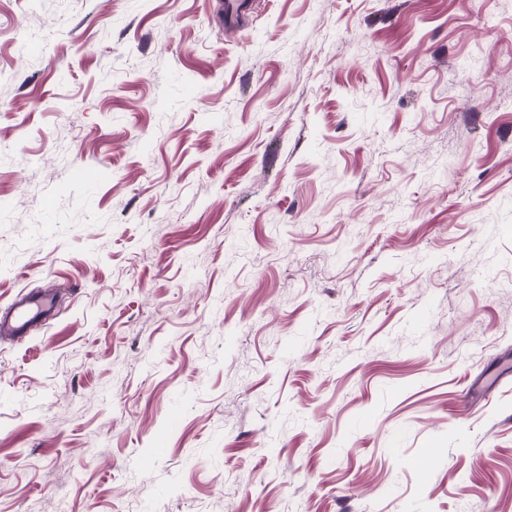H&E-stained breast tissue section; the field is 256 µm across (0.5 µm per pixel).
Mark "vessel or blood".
Masks as SVG:
<instances>
[{"mask_svg":"<svg viewBox=\"0 0 512 512\" xmlns=\"http://www.w3.org/2000/svg\"><path fill=\"white\" fill-rule=\"evenodd\" d=\"M58 289L45 288L36 292L20 291L0 313V335L24 340L33 326L43 324L57 306Z\"/></svg>","mask_w":512,"mask_h":512,"instance_id":"1","label":"vessel or blood"}]
</instances>
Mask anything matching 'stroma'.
<instances>
[{"mask_svg": "<svg viewBox=\"0 0 512 512\" xmlns=\"http://www.w3.org/2000/svg\"><path fill=\"white\" fill-rule=\"evenodd\" d=\"M220 9L0 0V512H512V0ZM58 294L56 288L20 291L0 316V337L24 340L33 326L43 324L54 314Z\"/></svg>", "mask_w": 512, "mask_h": 512, "instance_id": "obj_1", "label": "stroma"}]
</instances>
